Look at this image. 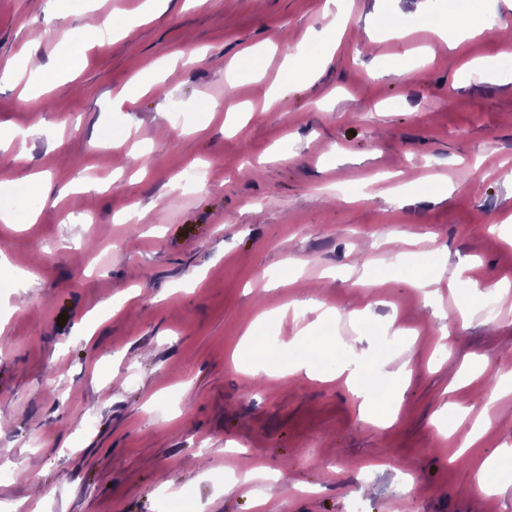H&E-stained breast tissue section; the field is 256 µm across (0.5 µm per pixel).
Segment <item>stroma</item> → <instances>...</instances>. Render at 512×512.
Returning a JSON list of instances; mask_svg holds the SVG:
<instances>
[{"instance_id":"1","label":"stroma","mask_w":512,"mask_h":512,"mask_svg":"<svg viewBox=\"0 0 512 512\" xmlns=\"http://www.w3.org/2000/svg\"><path fill=\"white\" fill-rule=\"evenodd\" d=\"M143 2L0 0V68L49 66L29 95L0 81V129L16 134L0 196L32 173L51 196L0 222V501L512 512V470L481 469L512 448V293L486 310L487 283L512 284V73L496 36L512 9L167 0L134 23ZM445 14L484 32L448 47ZM109 16L129 32L72 37ZM335 28L332 61L291 84L287 55L320 56ZM427 46L436 58L418 65ZM152 68L157 83L113 111ZM310 298L328 317L314 321ZM307 324L330 352L295 343ZM250 329L272 349L244 351ZM398 330L409 342L390 341ZM357 355L362 384L386 385L373 414L389 426L344 379H321ZM259 361L316 373L241 372ZM477 421L486 433L465 447Z\"/></svg>"}]
</instances>
